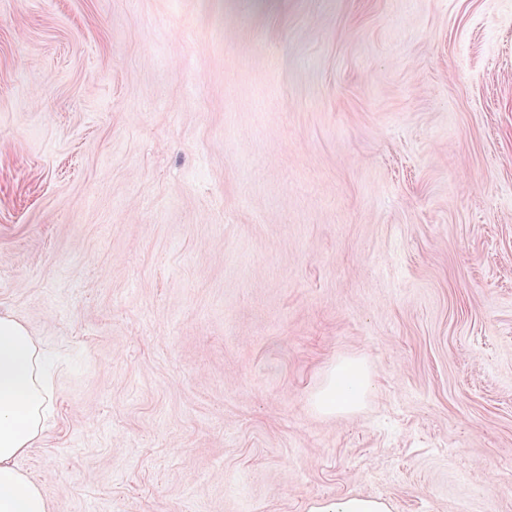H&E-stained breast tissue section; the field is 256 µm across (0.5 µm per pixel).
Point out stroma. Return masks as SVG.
<instances>
[{
  "label": "stroma",
  "mask_w": 512,
  "mask_h": 512,
  "mask_svg": "<svg viewBox=\"0 0 512 512\" xmlns=\"http://www.w3.org/2000/svg\"><path fill=\"white\" fill-rule=\"evenodd\" d=\"M0 312L49 512H512V0H0ZM371 385L365 364L342 360L328 371L324 385L313 397V406L324 414H353L361 406ZM308 512H390L389 504L376 498L344 495L336 499L313 501Z\"/></svg>",
  "instance_id": "stroma-1"
}]
</instances>
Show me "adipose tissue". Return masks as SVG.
<instances>
[{"label":"adipose tissue","instance_id":"ef3b65f1","mask_svg":"<svg viewBox=\"0 0 512 512\" xmlns=\"http://www.w3.org/2000/svg\"><path fill=\"white\" fill-rule=\"evenodd\" d=\"M39 358V346L27 328L0 313V512H47L39 490L16 465L44 429L49 389ZM370 385L365 364L339 361L314 395L313 405L325 414L354 413Z\"/></svg>","mask_w":512,"mask_h":512}]
</instances>
